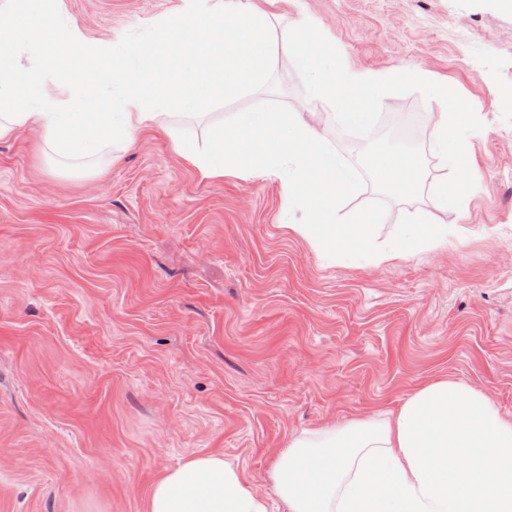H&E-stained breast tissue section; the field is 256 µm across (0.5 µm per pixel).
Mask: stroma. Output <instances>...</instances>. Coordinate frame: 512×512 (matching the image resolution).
<instances>
[{
  "instance_id": "stroma-1",
  "label": "stroma",
  "mask_w": 512,
  "mask_h": 512,
  "mask_svg": "<svg viewBox=\"0 0 512 512\" xmlns=\"http://www.w3.org/2000/svg\"><path fill=\"white\" fill-rule=\"evenodd\" d=\"M273 13L277 97L307 99L283 49L315 18L349 64L425 71L484 127L479 187L438 251L322 263L287 228L277 181L203 180L167 136L141 133L98 176L59 171L36 131L0 141V512H146L185 459L221 454L282 512L272 452L295 431L365 418L449 378L512 419V13L495 0H259ZM89 38L117 40L182 0H62ZM435 101L390 95L380 132L435 165Z\"/></svg>"
}]
</instances>
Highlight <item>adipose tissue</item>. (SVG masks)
<instances>
[{"label": "adipose tissue", "mask_w": 512, "mask_h": 512, "mask_svg": "<svg viewBox=\"0 0 512 512\" xmlns=\"http://www.w3.org/2000/svg\"><path fill=\"white\" fill-rule=\"evenodd\" d=\"M269 478L285 512H512V420L483 392L429 383L398 408L292 433ZM146 512H270L239 466L186 459Z\"/></svg>", "instance_id": "obj_1"}]
</instances>
